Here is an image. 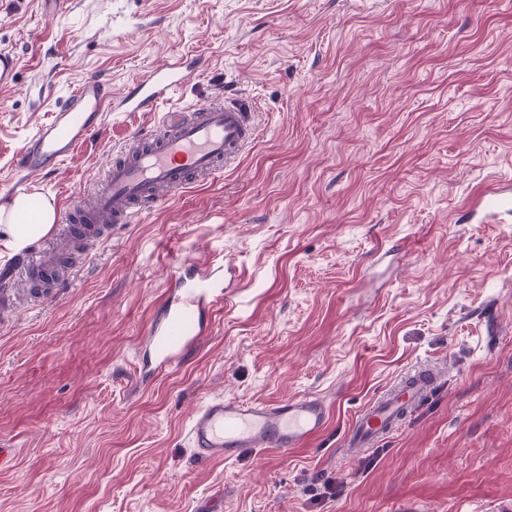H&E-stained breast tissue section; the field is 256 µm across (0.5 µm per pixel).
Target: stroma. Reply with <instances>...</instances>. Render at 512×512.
<instances>
[{"label": "stroma", "instance_id": "1", "mask_svg": "<svg viewBox=\"0 0 512 512\" xmlns=\"http://www.w3.org/2000/svg\"><path fill=\"white\" fill-rule=\"evenodd\" d=\"M0 199L13 157L86 77L120 99L172 60L194 73L30 193L84 202L132 134L221 93L257 139L213 179L111 225L35 296L0 244V512H512V0H0ZM237 292L182 367L139 381L142 337L179 260ZM443 378L378 447L353 417L406 370ZM318 395L325 436L198 459L211 396ZM335 494H327L325 482Z\"/></svg>", "mask_w": 512, "mask_h": 512}]
</instances>
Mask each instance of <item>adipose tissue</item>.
I'll list each match as a JSON object with an SVG mask.
<instances>
[{"label": "adipose tissue", "instance_id": "adipose-tissue-1", "mask_svg": "<svg viewBox=\"0 0 512 512\" xmlns=\"http://www.w3.org/2000/svg\"><path fill=\"white\" fill-rule=\"evenodd\" d=\"M54 222L55 208L48 197L20 195L13 198L9 208H0V232L4 233L7 246L14 250L46 235Z\"/></svg>", "mask_w": 512, "mask_h": 512}]
</instances>
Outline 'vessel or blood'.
<instances>
[{"label": "vessel or blood", "instance_id": "1", "mask_svg": "<svg viewBox=\"0 0 512 512\" xmlns=\"http://www.w3.org/2000/svg\"><path fill=\"white\" fill-rule=\"evenodd\" d=\"M187 79L183 62L168 63L138 81L116 106L106 83L95 76L86 78L19 149L14 193L26 191L29 174L55 170L90 136L103 132L106 110L116 106L123 112L155 111L157 103ZM257 131L254 115L242 101L215 98L187 111L163 113L155 129L134 133L128 146L103 168L94 200L66 212L65 223L79 227L72 241L92 235L101 224L134 223L144 200L159 205L176 190L212 178L241 154ZM16 266L35 285L58 275L57 268L29 253L22 254ZM231 295V290L215 287L198 263H182L147 331L154 364L147 367L146 379L182 366L207 334L213 308ZM437 383L435 372L425 369L406 374L384 390L356 414L343 440L345 452L358 454L378 446ZM328 418L329 405L317 395L250 403L211 397L197 408L188 436L201 459L230 461L247 452L299 447L321 435Z\"/></svg>", "mask_w": 512, "mask_h": 512}]
</instances>
